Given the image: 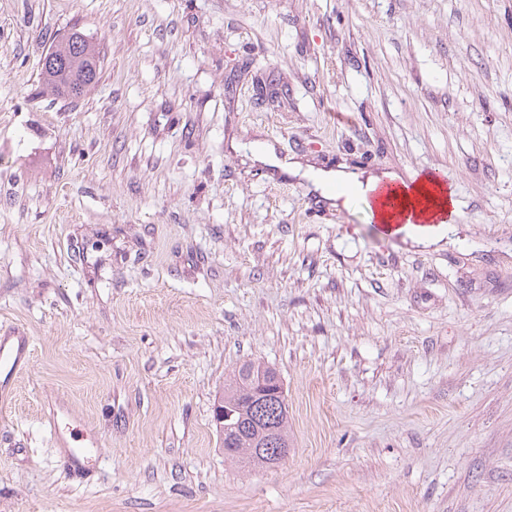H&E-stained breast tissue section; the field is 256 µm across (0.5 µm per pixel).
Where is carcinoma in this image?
<instances>
[{
    "instance_id": "carcinoma-1",
    "label": "carcinoma",
    "mask_w": 512,
    "mask_h": 512,
    "mask_svg": "<svg viewBox=\"0 0 512 512\" xmlns=\"http://www.w3.org/2000/svg\"><path fill=\"white\" fill-rule=\"evenodd\" d=\"M57 65L41 69L42 82L60 98L75 99L101 74L100 53L75 30L51 48ZM280 374L269 365L248 361L224 380V456L244 468L263 469L284 459L288 444V403Z\"/></svg>"
}]
</instances>
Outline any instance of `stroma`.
I'll use <instances>...</instances> for the list:
<instances>
[{"label": "stroma", "instance_id": "obj_1", "mask_svg": "<svg viewBox=\"0 0 512 512\" xmlns=\"http://www.w3.org/2000/svg\"><path fill=\"white\" fill-rule=\"evenodd\" d=\"M74 29L71 101L39 72ZM281 161L444 171L452 224L384 237ZM17 329L0 512H512V0H0ZM248 359L290 434L251 471L213 421ZM51 51L57 65L42 68L40 75L42 82L56 96L75 99L98 82L101 74L100 53L80 31L75 30L59 39L46 54ZM73 83H76L75 87ZM77 87L79 89L73 93Z\"/></svg>", "mask_w": 512, "mask_h": 512}]
</instances>
